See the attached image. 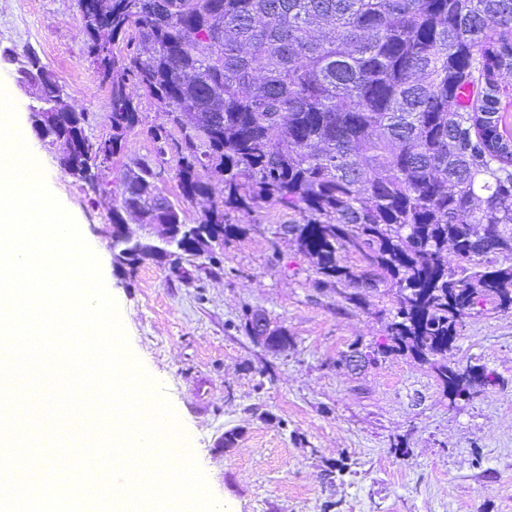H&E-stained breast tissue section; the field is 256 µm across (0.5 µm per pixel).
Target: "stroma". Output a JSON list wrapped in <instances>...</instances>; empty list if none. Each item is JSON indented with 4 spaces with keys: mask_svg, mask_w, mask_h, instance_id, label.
Here are the masks:
<instances>
[{
    "mask_svg": "<svg viewBox=\"0 0 512 512\" xmlns=\"http://www.w3.org/2000/svg\"><path fill=\"white\" fill-rule=\"evenodd\" d=\"M27 47L69 108L87 114L88 134L107 135L109 90L86 54L75 0H0V86L48 187L98 255L130 350L183 423L217 502L230 512H512V312L469 319L446 362L485 366L498 382L452 403L433 365L408 355L339 367L351 345L368 353L385 343L393 293L382 288L354 305L343 287L314 288L311 259L281 233L296 216L281 206L237 214L241 230L218 247L220 263L147 261L123 273L112 261L110 211L124 173L162 167L155 185L186 224L223 197L224 173L198 169L211 194L184 200L174 166H160L144 133L167 116L133 85L142 124L104 170L106 193L89 191L61 165V147L32 129L30 98L5 59ZM248 310L287 330V350L266 351L247 335Z\"/></svg>",
    "mask_w": 512,
    "mask_h": 512,
    "instance_id": "stroma-1",
    "label": "stroma"
}]
</instances>
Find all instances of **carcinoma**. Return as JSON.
I'll return each mask as SVG.
<instances>
[{
	"label": "carcinoma",
	"mask_w": 512,
	"mask_h": 512,
	"mask_svg": "<svg viewBox=\"0 0 512 512\" xmlns=\"http://www.w3.org/2000/svg\"><path fill=\"white\" fill-rule=\"evenodd\" d=\"M86 53L108 86L112 153L141 124L135 84L181 129L150 126L176 161L182 197L209 194L196 175L224 169V199L196 224L128 260L191 255L184 238L221 242L237 212L274 203L315 264L316 287L344 284L349 302L394 290L378 354L444 357L467 319L512 310V141L500 131L512 91V0H77ZM123 51L114 52V46ZM37 109L56 114L51 144L67 147L88 117L56 101L55 76L33 50ZM149 166L123 177V213L175 224ZM358 256L361 266L342 262ZM444 391L495 383L475 365L435 366Z\"/></svg>",
	"instance_id": "obj_1"
}]
</instances>
